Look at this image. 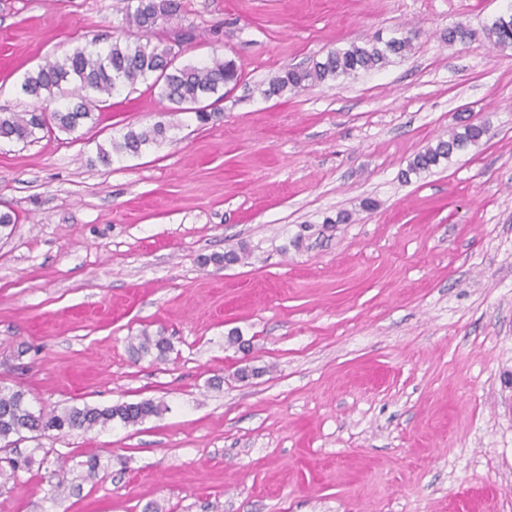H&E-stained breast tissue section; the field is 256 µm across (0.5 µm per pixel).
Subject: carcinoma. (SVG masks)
<instances>
[{
  "instance_id": "cac0c4a2",
  "label": "carcinoma",
  "mask_w": 512,
  "mask_h": 512,
  "mask_svg": "<svg viewBox=\"0 0 512 512\" xmlns=\"http://www.w3.org/2000/svg\"><path fill=\"white\" fill-rule=\"evenodd\" d=\"M124 16L128 33L112 37V42L99 46L94 36L61 57H56L29 72L21 83V91L33 100L23 112L0 113V139L26 142L36 139L40 131L54 128L72 133L87 121L94 120L93 109L102 106L123 87L139 81L150 82L168 111L195 113L201 124L209 123L216 113L205 102L224 100V88L239 81L234 60L215 57L204 64L176 62L174 47H183L194 38L193 29L180 27L167 38L155 35L156 29L175 20L180 14L181 0H124ZM484 38L495 48H512V14L500 15L483 29ZM475 32L463 24L448 28V45L464 44ZM411 49V38L375 35L361 44L352 43L327 53L310 68H284L271 77L262 90L265 97L281 95L287 89H304L328 79L353 77L361 71L380 69L391 58L403 56ZM172 126L157 121L149 126L130 127L120 139H112L109 147H98L99 161L110 165L114 159L138 156L169 140ZM485 134L484 127L465 124L448 139L418 153L407 173L426 172L449 160L453 154L477 144ZM137 343L130 345L138 357L154 354L164 359L172 350L169 338L142 332ZM161 405L152 400L122 402L104 408L73 406L60 413L32 411L21 389L0 387V451H12L11 437L23 438L28 432L41 437L50 431L67 434L74 430H92L113 421L135 425L156 416Z\"/></svg>"
}]
</instances>
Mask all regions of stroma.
Masks as SVG:
<instances>
[{
    "label": "stroma",
    "mask_w": 512,
    "mask_h": 512,
    "mask_svg": "<svg viewBox=\"0 0 512 512\" xmlns=\"http://www.w3.org/2000/svg\"><path fill=\"white\" fill-rule=\"evenodd\" d=\"M182 3V61L241 74L208 124L139 82L73 133L0 140V211L19 217L0 231V386L46 412L164 407L18 442L31 464L0 479V512H512V49L482 34L512 0ZM123 15L0 0V113ZM459 23L475 37L448 46ZM377 34L412 49L262 95ZM160 120L170 141L98 161ZM466 123L476 145L408 174ZM231 249L241 262L213 263ZM144 330L166 359L131 355ZM246 360L263 373L237 381Z\"/></svg>",
    "instance_id": "1"
}]
</instances>
